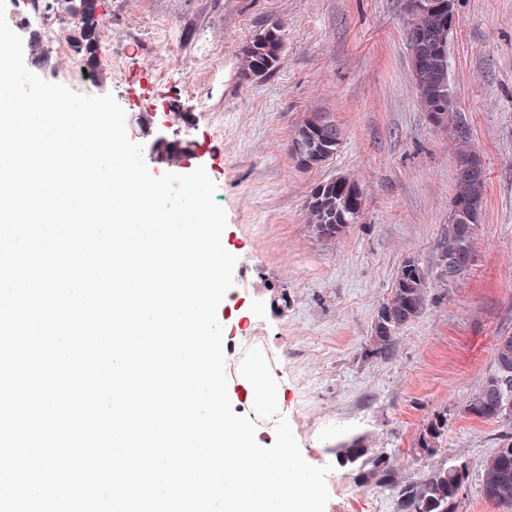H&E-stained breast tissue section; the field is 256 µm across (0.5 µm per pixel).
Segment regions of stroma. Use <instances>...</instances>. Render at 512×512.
Instances as JSON below:
<instances>
[{
    "mask_svg": "<svg viewBox=\"0 0 512 512\" xmlns=\"http://www.w3.org/2000/svg\"><path fill=\"white\" fill-rule=\"evenodd\" d=\"M6 11L26 22L32 72L79 94L114 95L153 176L171 166L150 151L140 117L168 140L202 145L187 167H204L216 183L227 213L222 243L238 259L233 302L217 310L226 372L260 350L284 378V415L304 459L331 468L325 512H394L387 492L337 462V445L358 435L407 479L442 460L465 464L457 512H504L481 497L479 479L512 422L467 408L493 367L497 337L512 334V0H455L448 72L484 160L486 204L468 276L431 284L386 359L370 352L378 309L406 258L434 273L455 180V142L417 102L406 0H97L98 21L123 31V44L89 27L94 64L70 28L57 34L92 72L89 82L43 67L29 46L40 27L29 0H8ZM272 23L284 39L281 66L243 80L240 47ZM173 102L190 115L178 128L166 111ZM314 112L330 115L342 140L331 159L304 170L287 146ZM339 176L361 190L363 214L327 241L311 231L305 203ZM441 414L448 425L435 454L419 453L426 424Z\"/></svg>",
    "mask_w": 512,
    "mask_h": 512,
    "instance_id": "1",
    "label": "stroma"
}]
</instances>
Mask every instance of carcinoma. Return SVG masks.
<instances>
[{
  "instance_id": "obj_1",
  "label": "carcinoma",
  "mask_w": 512,
  "mask_h": 512,
  "mask_svg": "<svg viewBox=\"0 0 512 512\" xmlns=\"http://www.w3.org/2000/svg\"><path fill=\"white\" fill-rule=\"evenodd\" d=\"M448 11L427 8L409 16L408 24L428 34L448 32ZM284 42L281 29L271 25L255 34L240 49V74L243 78L263 77L281 65L284 58ZM412 76L418 92L422 111L442 112L438 128L443 129L457 142L458 156L473 153L469 148L468 126L454 109L448 108V54L438 51L430 43L418 44L409 49ZM322 114L315 113L299 123L291 141H310L318 147V157L307 154L302 169H311L332 157L340 145L341 130L334 131L333 143L322 141L316 121ZM357 185L347 177H337L319 184L311 193L305 205L306 221L313 233L323 239H336L360 221L363 214L362 195L351 197V190ZM453 199L474 204L475 209L465 231L459 232L448 227L436 247L435 269L440 283H458L462 278L448 281L443 268L451 256L474 249L475 229L479 223L486 200V171L462 178H455ZM418 261L405 259L396 276L392 294L380 306L371 336V351L379 357L391 355L396 335L419 316L427 301L428 276L423 270L408 275V264ZM512 399V335L500 336L494 347V367L473 394L468 412L488 420H500L498 401ZM448 424L446 415L431 419L424 433L419 437L418 446L425 452H433ZM337 460L343 464L362 462L361 476L378 487L389 490L395 500L396 512H456L457 499L464 489L467 475L463 464L444 461L434 465L418 480L404 481L383 458H372L365 440L354 438L336 451ZM483 499L496 505L512 507V433L505 432L498 437V448L483 468L480 480Z\"/></svg>"
}]
</instances>
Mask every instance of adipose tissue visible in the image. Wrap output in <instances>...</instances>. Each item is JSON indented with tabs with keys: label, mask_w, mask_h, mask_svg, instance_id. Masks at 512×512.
I'll return each mask as SVG.
<instances>
[{
	"label": "adipose tissue",
	"mask_w": 512,
	"mask_h": 512,
	"mask_svg": "<svg viewBox=\"0 0 512 512\" xmlns=\"http://www.w3.org/2000/svg\"><path fill=\"white\" fill-rule=\"evenodd\" d=\"M234 385L243 404L256 414L267 419L279 416L283 384L268 369L263 353H255L240 364Z\"/></svg>",
	"instance_id": "1"
}]
</instances>
